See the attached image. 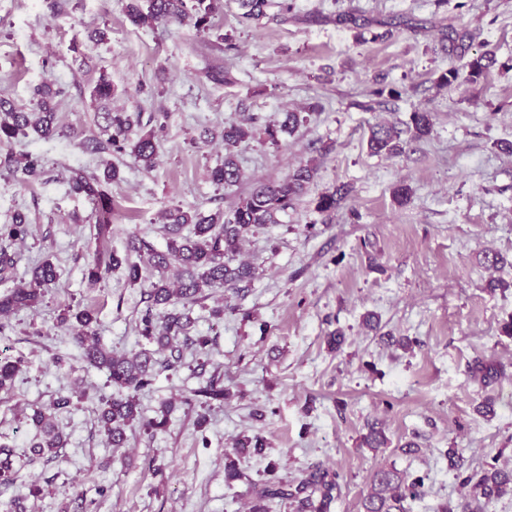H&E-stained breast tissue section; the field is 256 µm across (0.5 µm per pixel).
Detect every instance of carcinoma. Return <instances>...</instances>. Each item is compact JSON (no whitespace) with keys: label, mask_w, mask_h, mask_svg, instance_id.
<instances>
[{"label":"carcinoma","mask_w":512,"mask_h":512,"mask_svg":"<svg viewBox=\"0 0 512 512\" xmlns=\"http://www.w3.org/2000/svg\"><path fill=\"white\" fill-rule=\"evenodd\" d=\"M269 0H241V18L256 21L266 14ZM216 0H126L125 12L130 22L138 27L152 28L162 22L186 21L199 32L213 28ZM496 63V59L482 53L466 63L465 81L476 82ZM61 94L59 89L38 87L33 92L32 107L24 110L14 103L0 99V146H7L20 136L34 133L41 139H51L63 134L57 124L53 100ZM115 88L108 75L102 73L92 87L90 96L97 104L98 114L103 118L100 136L84 144L92 153L111 151L127 153L147 169L153 167L158 153L154 131L133 135L134 127L142 124L141 114L112 108ZM305 117L298 112H288L278 125L264 128L265 139L276 143L279 133H293ZM433 127L430 112H413L407 131L414 139L429 135ZM402 130L394 125H377L371 129L368 146L371 152L398 155L403 152ZM250 137V131L240 123L229 120L224 123V161L211 170L212 182L226 190L237 186L240 169L237 149ZM0 169L6 171L17 182L31 186L40 182L44 174L43 159L35 154L16 156L8 151L0 155ZM118 168L108 164L102 175H88L82 169L69 171L70 192L84 196L95 203L96 221L94 239H106L112 224V197L106 186L119 179ZM315 165L301 162L280 181L262 184L238 198L233 206L209 215L197 209L169 207L164 211L165 248L158 249L137 234H132L125 255L99 250L86 268L85 278L89 284L100 283L112 269L125 266L127 279L133 284L141 283L142 271L149 269L155 280L150 283L148 304L139 319V333L162 350L170 351L164 359L154 357V352L141 350L132 356L116 355L108 351L96 336L97 310L85 306L73 310L66 308L59 317L61 325L67 327L73 340L82 351L84 361L93 367L104 368L109 385L118 390L116 396H104L99 400L98 425L112 443L121 447L126 438V428L135 424L148 432L162 429L167 424L169 410H162L161 418L146 419L141 413L139 394L152 388L158 374L175 370L181 365L182 352L178 343L193 345L199 350L209 346L206 336H189L192 319L189 306L197 303L204 289L214 290L248 284L254 275L251 265L235 262V256L245 236L266 224L279 223V216L288 213L305 194L314 181ZM347 189L338 188L320 195L315 209L319 213H330L339 206ZM32 229L26 214L16 212L6 224H0V277L8 278L16 266V255L12 246L25 241ZM59 278L58 267L46 258L37 264L29 279H23L14 287L0 293V319L19 310L31 309L42 302L46 288ZM160 306L167 312L160 314ZM20 369V361L0 359V389L13 385ZM501 374L498 364L485 358H476L471 365L473 378L488 387ZM224 386L212 378L207 385L190 391L183 404L193 411L196 406L206 407L210 401H224ZM37 433L30 446L31 457H55L64 447L66 437L52 423L50 415L41 407L33 409L30 416ZM16 451L0 446V480L8 482L13 474ZM372 492L366 499V512H401V502L423 493L422 478L411 479L395 470L380 469L371 478ZM338 486L337 475L319 466L300 480H283L275 477L262 484L252 486L253 506L251 512H277V507L290 501L297 503L298 512H327ZM512 492V471L505 472L494 466L472 485L471 501L464 512H486L488 504L504 494Z\"/></svg>","instance_id":"1"}]
</instances>
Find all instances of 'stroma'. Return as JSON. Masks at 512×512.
<instances>
[{
  "mask_svg": "<svg viewBox=\"0 0 512 512\" xmlns=\"http://www.w3.org/2000/svg\"><path fill=\"white\" fill-rule=\"evenodd\" d=\"M265 17L242 21L239 0H219L212 33L190 23L132 25L126 0H0V98L29 104L34 87L63 88L55 100L64 137H22L14 152L40 155L42 182L25 187L0 174V224L27 214L32 235L15 245L12 279L51 257L59 280L41 304L11 315L0 357L20 360L0 390V444L27 452L33 407L67 397L54 422L67 444L53 460L27 462L0 499L24 512H250L248 482L296 480L320 466L338 475L328 512H364L371 474L380 468L420 477L424 493L407 512H437L469 499L470 479L489 465L512 471V0H287ZM108 26L109 38H90ZM472 34L467 56L453 52L449 29ZM491 52L495 65L476 83L439 86L448 68ZM116 89L113 107L163 114L159 154L145 170L127 154H91L97 132L90 90L100 73ZM433 114L429 136L405 139L402 154L374 155L369 128ZM299 112L305 123L279 145L259 132ZM253 119L238 149L239 191L278 181L300 161L318 173L280 223L249 234L239 257L256 276L243 292H207L194 304L191 335L177 370L159 374L140 398L145 417L167 414L165 428L127 431L110 446L97 425L103 370L87 367L58 321L66 307L93 306L102 344L117 354L148 348L138 332L144 288L124 269L90 285L91 205L71 194L69 169L120 170L107 247L125 253L131 234L163 246L162 210L212 213L232 195L210 171L224 159L227 120ZM411 199L398 205L393 190ZM347 185L331 214L319 195ZM502 256L491 267L485 252ZM501 288L488 289L489 280ZM223 307V320L212 309ZM341 332L331 349L327 338ZM502 368L498 382L471 378L475 358ZM221 380L227 397L204 428L182 403L191 389ZM494 398L495 413L478 407ZM388 444L367 447L372 426ZM259 435L257 456L236 444ZM456 449L449 467L448 449ZM235 463L237 477L225 467Z\"/></svg>",
  "mask_w": 512,
  "mask_h": 512,
  "instance_id": "1",
  "label": "stroma"
}]
</instances>
